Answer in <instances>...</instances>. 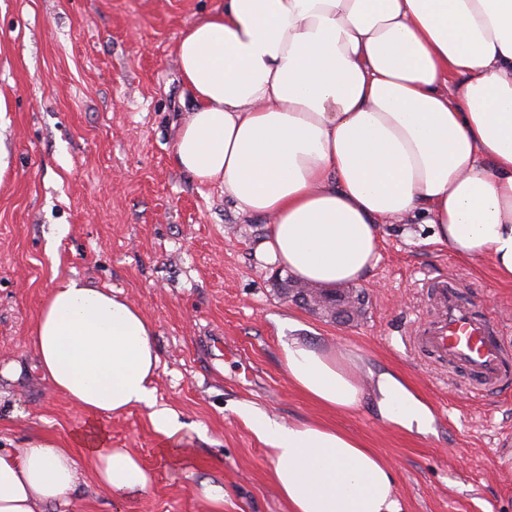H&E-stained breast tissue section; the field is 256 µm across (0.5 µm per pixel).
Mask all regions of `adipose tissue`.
Masks as SVG:
<instances>
[{
  "mask_svg": "<svg viewBox=\"0 0 512 512\" xmlns=\"http://www.w3.org/2000/svg\"><path fill=\"white\" fill-rule=\"evenodd\" d=\"M177 54L195 107L173 161L267 219L260 261L308 286L359 284L380 259L382 225L409 220L512 282V0H224L182 33ZM29 343L85 420L67 448L0 443V512L67 505L82 468L116 497L145 491L152 473L102 423L144 408L164 449L181 440L178 413L157 400L143 310L63 278ZM281 351L314 403L360 405L363 388L334 352L298 337ZM378 390L388 420L429 421L400 378L382 375ZM242 416L271 452L288 512H403L392 470L354 436L250 407Z\"/></svg>",
  "mask_w": 512,
  "mask_h": 512,
  "instance_id": "obj_1",
  "label": "adipose tissue"
}]
</instances>
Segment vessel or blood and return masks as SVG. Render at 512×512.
<instances>
[{
	"label": "vessel or blood",
	"mask_w": 512,
	"mask_h": 512,
	"mask_svg": "<svg viewBox=\"0 0 512 512\" xmlns=\"http://www.w3.org/2000/svg\"><path fill=\"white\" fill-rule=\"evenodd\" d=\"M439 312L419 345L493 387L512 381L499 326L491 314L463 301L458 279H431Z\"/></svg>",
	"instance_id": "b4317fda"
}]
</instances>
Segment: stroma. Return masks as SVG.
<instances>
[{
  "instance_id": "1",
  "label": "stroma",
  "mask_w": 512,
  "mask_h": 512,
  "mask_svg": "<svg viewBox=\"0 0 512 512\" xmlns=\"http://www.w3.org/2000/svg\"><path fill=\"white\" fill-rule=\"evenodd\" d=\"M224 0H0V436L68 442L83 413L37 368L29 336L54 275L112 288L155 327L159 402L185 427L163 454L146 411L105 418L113 447L152 471L120 500L80 484L67 512H288L267 446L239 413L317 421L359 438L392 468L404 512H512V386L484 389L462 368L415 349L433 316L425 283L459 277L464 302L493 314L512 353V284L490 261L426 243L425 225L381 229L363 315L343 324L284 298L276 267L254 256L264 218L238 214L222 188L173 163L191 110L176 45ZM342 352L365 388L348 412L322 408L289 382L280 339ZM396 372L429 407L428 430L379 411L377 381Z\"/></svg>"
}]
</instances>
